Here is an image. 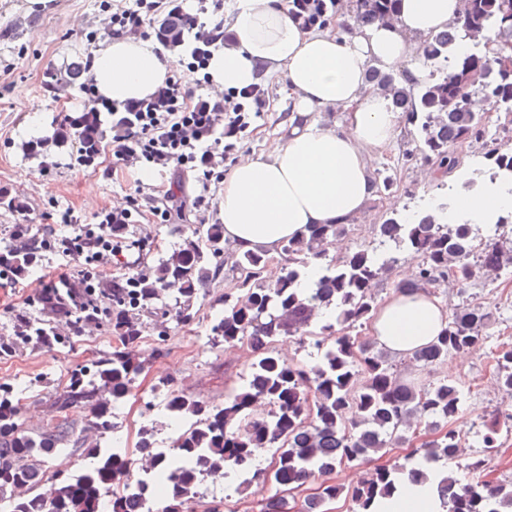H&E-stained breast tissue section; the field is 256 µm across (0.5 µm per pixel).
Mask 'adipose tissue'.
<instances>
[{
  "label": "adipose tissue",
  "mask_w": 512,
  "mask_h": 512,
  "mask_svg": "<svg viewBox=\"0 0 512 512\" xmlns=\"http://www.w3.org/2000/svg\"><path fill=\"white\" fill-rule=\"evenodd\" d=\"M231 42L211 56L215 89H242L262 74L278 76L292 101L288 134L262 154L238 163L224 179V237L241 251L277 252L311 224H346L375 195L368 160L397 135L402 115L365 79L368 66L424 79L417 47L430 32L456 21L459 0H400L394 24L362 28L348 18L336 27L305 30L283 0H238ZM148 41L115 37L93 52L91 77L99 96L121 104L163 85L178 65ZM340 108L335 126L314 113ZM448 311L429 291L385 298L372 334L404 355L446 325Z\"/></svg>",
  "instance_id": "adipose-tissue-1"
}]
</instances>
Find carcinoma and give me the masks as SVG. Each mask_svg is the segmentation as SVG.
I'll use <instances>...</instances> for the list:
<instances>
[{"mask_svg":"<svg viewBox=\"0 0 512 512\" xmlns=\"http://www.w3.org/2000/svg\"><path fill=\"white\" fill-rule=\"evenodd\" d=\"M399 0H354L351 19L360 26L397 18ZM197 17L181 10L164 13L154 25L157 40L176 50L185 43ZM512 47V0H461L458 23L424 37L417 62L425 79L411 87L394 73L372 67L367 81L376 85L391 106L416 127L415 149L402 154L408 163L422 159L440 176L461 164L457 149L479 150L490 182L512 189V149L502 146L490 129L487 109L504 114L512 125V69L497 62L494 47ZM89 62L80 58L48 73L52 86L64 89L85 78ZM99 112H71L57 124L58 143L75 141L81 161L89 162L102 143ZM0 207L24 213L27 202L0 189ZM485 231L457 215L446 202L412 212V219L390 217L379 225L377 243L358 246L341 257L329 249L351 232L349 224H312L307 232L285 241L280 268L267 274L268 251L240 252L224 240L222 224H192L177 244L126 279L96 283V294L64 302L50 290L39 297L42 316L22 309L11 320L16 340H0V358L12 355L17 342L63 345L57 323L72 334L87 323L105 324L115 338L88 366L71 371L69 383L55 401L57 419L40 432L25 426L20 393L0 386V504L10 512H99L102 498L112 494V512H147L135 486L163 500L161 512H187L201 494L207 477L249 473L277 489L319 481L318 491L304 502L303 512H325L324 505L344 498L350 512H378L384 499L397 501L407 477L420 484L424 468L455 461L460 474L437 484L438 512H512V484H493L486 458L459 454L461 439L453 427L461 412L463 392L444 376L429 383L403 381L388 350L376 340L353 333L372 323L380 304L371 284L392 280L393 292L466 286L480 278L497 279L512 272V210L495 212ZM49 235L31 224H14L10 242L0 245V273L14 282L42 265L52 249ZM420 256L410 279H392L397 257ZM239 284L224 292V309L212 320V339L228 347L247 344L251 362L243 382L214 403L162 382L159 418L142 426L136 452L101 441L112 431L118 405L132 394L144 371L139 343L150 325L186 326L210 285L229 273ZM494 313L480 305L461 304L448 313V326L429 343L408 353L410 363L429 369L448 357L485 351ZM293 336L310 341L317 355L308 363H289L274 349ZM494 384L512 396V346L491 352ZM74 405L89 409V437L66 420ZM184 420L190 427L157 451L158 435L175 431ZM509 429L485 427L480 447L490 452ZM93 460L74 475L56 472L45 479L48 459L75 445ZM408 448L411 464L386 460L374 465L353 487L337 482L340 469L372 462L390 448ZM272 448L269 468H256L257 450Z\"/></svg>","mask_w":512,"mask_h":512,"instance_id":"cac0c4a2","label":"carcinoma"}]
</instances>
